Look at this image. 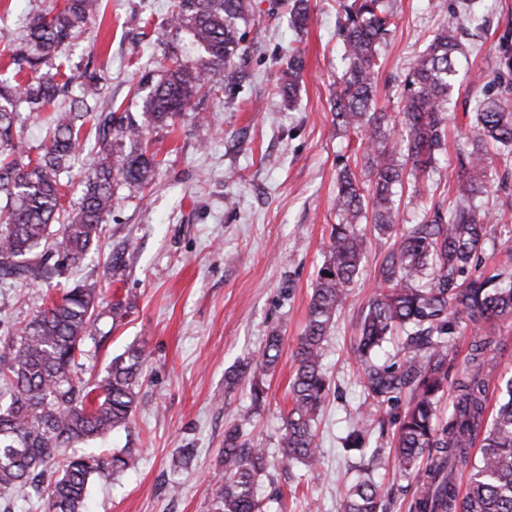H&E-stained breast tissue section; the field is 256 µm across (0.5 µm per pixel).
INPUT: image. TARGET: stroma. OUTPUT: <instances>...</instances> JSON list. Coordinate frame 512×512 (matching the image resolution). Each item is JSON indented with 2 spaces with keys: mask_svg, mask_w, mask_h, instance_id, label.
I'll return each mask as SVG.
<instances>
[{
  "mask_svg": "<svg viewBox=\"0 0 512 512\" xmlns=\"http://www.w3.org/2000/svg\"><path fill=\"white\" fill-rule=\"evenodd\" d=\"M451 0H399L397 29L379 50L376 99L396 100L409 66L448 14ZM244 77L219 97L200 101L198 114L147 131L160 160L152 187L120 184L96 250L64 276L22 283L0 279V334L27 323L61 280L101 282L107 299L122 301L108 342L89 348L85 379L102 376L116 355L146 346L139 403L128 426L94 440L109 452L132 449L137 465L90 486L89 512H215L224 432L240 429L265 449L260 496L281 489L269 512H342L348 485L372 478L385 512H408L415 479L395 468L394 422L404 404L377 405L358 376L355 324L375 289L382 252L369 247L350 297L325 341L323 367L332 394L316 419L322 466L310 471L282 455L283 418L294 374L292 351L336 223L338 156H361L359 138L333 126L332 99L343 63L335 0H310L303 30L288 25L292 0H251ZM174 0H101L97 18L62 50L63 70L94 63L107 70L105 98L139 113L135 89L143 72L160 74L168 39L163 26ZM486 27L465 41L469 69L457 101L480 95L477 77L499 66L495 45L512 23V0H482ZM305 66L294 106L278 89L290 49ZM458 116L424 185V197L448 203L456 153L468 124ZM424 197L399 194L400 221L419 220ZM281 355L266 379L267 397L254 407L247 383L228 386L237 362L256 356L271 334ZM356 423L370 426L362 452L342 438Z\"/></svg>",
  "mask_w": 512,
  "mask_h": 512,
  "instance_id": "stroma-1",
  "label": "stroma"
}]
</instances>
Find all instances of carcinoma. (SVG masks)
Segmentation results:
<instances>
[{
    "label": "carcinoma",
    "mask_w": 512,
    "mask_h": 512,
    "mask_svg": "<svg viewBox=\"0 0 512 512\" xmlns=\"http://www.w3.org/2000/svg\"><path fill=\"white\" fill-rule=\"evenodd\" d=\"M35 2L30 0L26 34L9 51L11 76L0 74V199L5 200L0 205V278L22 282L61 275L97 246L115 204V185H150L159 162L143 144L145 131L196 111V99L210 95L219 82H236L235 59L244 52L239 23L251 14L249 0H175L167 27L202 47L207 58L192 63L174 52L158 81L143 74L152 88L136 120L104 99L99 70L87 67L74 77L53 64L95 17L98 0H63L44 10ZM391 2L336 0L344 71L336 80L334 123L361 135L367 179L359 181L348 158L338 159V223L332 225L305 331L292 353L284 456L312 471L321 465L315 422L331 390L323 370L324 341L374 242L386 252L376 292L357 324L354 353L363 384L378 404L410 393L397 420L395 457L400 475L422 480L412 512H512V379L496 413L487 415L495 368L490 354L498 340L484 328L512 319V273L503 269L486 278H466L487 240L503 236L505 243L512 242L504 213L478 203L494 186L508 189L512 175V100L504 81V74L512 73V31L499 37L500 67L481 96L464 101L470 122L457 156L452 206L445 210L432 204L419 221L401 226L395 187L407 182L415 195L421 194L418 173L433 167L445 148L450 109L457 105L454 88L467 53L465 25L481 29L483 24L475 0H455L406 74L391 115L378 106L374 93L379 47L396 28ZM290 20L297 29L307 26L309 0H293ZM303 68L302 53L291 52L288 79L280 87L288 104ZM74 82L79 95L57 108ZM49 107L54 112L46 135L33 147L22 136L20 110L37 114ZM87 118L93 122L96 151L82 179V195L67 210L61 175L72 168ZM495 162L503 174L493 185L488 168ZM363 222L366 226L359 227ZM54 224L60 225L56 234L50 231ZM50 257L55 258L51 266ZM120 313L121 304L105 301L97 282L78 281L57 296L45 295L25 325L0 336V499L25 488L46 512H84L93 477L115 479L135 468L136 459L126 451L63 454L130 422L149 359L145 347L133 345L113 358L92 384L81 376L86 344L107 340L96 335L101 319ZM461 320L474 336L469 367L454 385L450 416L437 426L436 407L448 380L449 336ZM397 330L406 335L409 355L398 365L382 363L377 353ZM280 346V336H269L264 350L242 361L227 384L248 381L252 403L259 405ZM368 439V426L355 424L344 437V450L361 451ZM267 465L263 448L236 427L226 430L217 512H266L256 489ZM466 469L469 479L461 495L453 476ZM382 510L372 480L348 487L343 512Z\"/></svg>",
    "instance_id": "obj_1"
}]
</instances>
